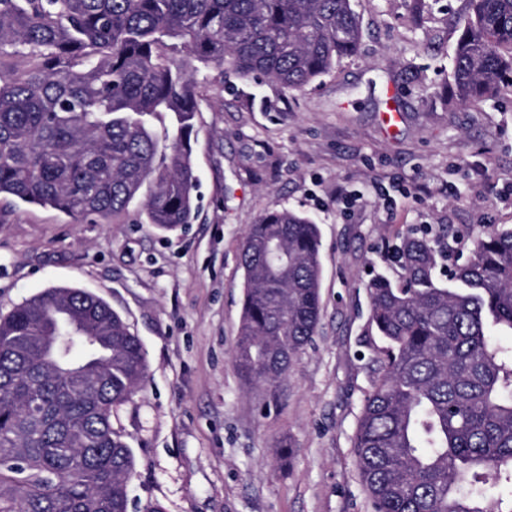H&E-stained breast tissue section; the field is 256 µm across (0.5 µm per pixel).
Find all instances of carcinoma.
<instances>
[{
	"instance_id": "carcinoma-1",
	"label": "carcinoma",
	"mask_w": 512,
	"mask_h": 512,
	"mask_svg": "<svg viewBox=\"0 0 512 512\" xmlns=\"http://www.w3.org/2000/svg\"><path fill=\"white\" fill-rule=\"evenodd\" d=\"M459 103L512 88V0H465ZM354 0H0V195L170 232L198 216L199 66L301 89L354 57ZM320 234L276 209L247 225L234 363L276 388L321 318ZM402 284H368L379 375L354 437L373 512H512V227L436 277L426 236L394 247ZM148 371L101 298L53 287L0 314V512H128L131 448L112 425Z\"/></svg>"
}]
</instances>
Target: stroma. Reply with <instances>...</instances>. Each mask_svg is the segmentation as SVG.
Masks as SVG:
<instances>
[{
    "mask_svg": "<svg viewBox=\"0 0 512 512\" xmlns=\"http://www.w3.org/2000/svg\"><path fill=\"white\" fill-rule=\"evenodd\" d=\"M464 0H355L361 50L300 90L232 69L197 75L201 216L162 233L0 200V312L51 287L89 291L143 344L148 374L112 422L134 455L129 512H371L353 438L375 378L372 273L431 228L443 269L512 227V91L449 101ZM287 208L318 224L322 316L277 390L234 362L244 231ZM291 438L280 465L275 445Z\"/></svg>",
    "mask_w": 512,
    "mask_h": 512,
    "instance_id": "1",
    "label": "stroma"
}]
</instances>
